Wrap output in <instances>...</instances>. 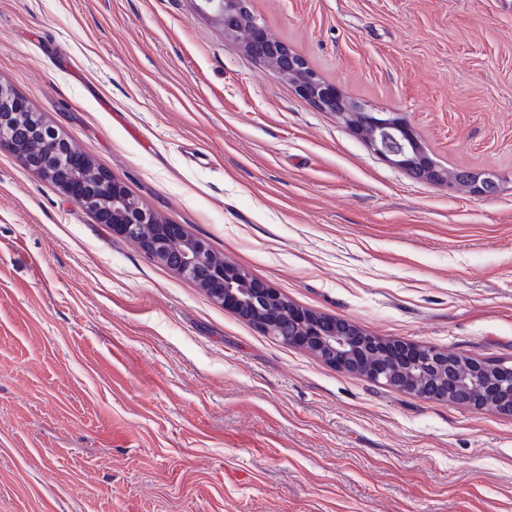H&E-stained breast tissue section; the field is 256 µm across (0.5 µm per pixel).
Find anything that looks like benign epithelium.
Segmentation results:
<instances>
[{
    "label": "benign epithelium",
    "mask_w": 512,
    "mask_h": 512,
    "mask_svg": "<svg viewBox=\"0 0 512 512\" xmlns=\"http://www.w3.org/2000/svg\"><path fill=\"white\" fill-rule=\"evenodd\" d=\"M200 9L219 17L224 31L238 39L245 54L291 82L297 94L317 108L336 113L384 160L419 180L452 187L448 170L427 156L407 120L397 112H376L363 102L343 104L344 97L335 85L324 81L287 44L269 36L252 13L249 0H201ZM27 110L18 95L0 85V150L54 180L61 192L91 213L97 223L130 238L143 225L154 227V237L143 243L145 252L179 274L192 279L210 264L211 251L205 241L187 236L178 224L158 223L156 214L135 200L121 179L96 168L38 119L29 122L25 138L39 140L43 152L39 158L30 156L20 146L22 138L13 132V118ZM498 188V177L491 172L476 174L469 185L471 192L482 196L493 195ZM204 286L216 301L263 333L286 340L290 346L305 347L329 365L420 398H434L428 389L439 386L445 389L450 404L479 410L493 402L512 413L511 364L499 363L493 369L478 359L398 341L396 351L346 319L298 314L277 289L267 287L235 264H223Z\"/></svg>",
    "instance_id": "benign-epithelium-1"
}]
</instances>
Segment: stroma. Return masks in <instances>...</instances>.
<instances>
[{
  "label": "stroma",
  "mask_w": 512,
  "mask_h": 512,
  "mask_svg": "<svg viewBox=\"0 0 512 512\" xmlns=\"http://www.w3.org/2000/svg\"><path fill=\"white\" fill-rule=\"evenodd\" d=\"M425 183L198 0H0V83L299 309L512 362V0H251ZM0 512H512V416L262 333L0 151ZM200 2L202 11H210L220 18L224 31L238 39L245 54L275 76L291 82L297 94L317 108L336 112L343 123L360 134L384 160L428 183L450 188L453 181L457 188L465 186L457 177H462L466 171L448 172L435 164L421 146L412 125L399 113L375 112L368 104L355 100H350L354 103L343 105L345 99L335 85L324 81L287 44L269 36L265 26L252 13L249 0Z\"/></svg>",
  "instance_id": "1"
}]
</instances>
